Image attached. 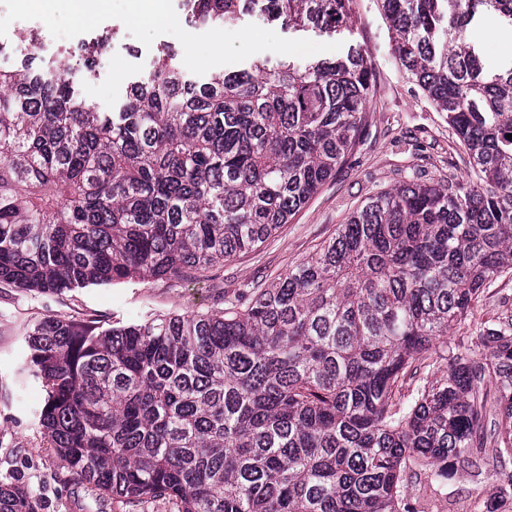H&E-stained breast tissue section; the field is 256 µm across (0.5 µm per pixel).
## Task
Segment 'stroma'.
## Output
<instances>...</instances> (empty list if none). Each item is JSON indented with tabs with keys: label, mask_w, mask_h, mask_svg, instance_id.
I'll list each match as a JSON object with an SVG mask.
<instances>
[{
	"label": "stroma",
	"mask_w": 512,
	"mask_h": 512,
	"mask_svg": "<svg viewBox=\"0 0 512 512\" xmlns=\"http://www.w3.org/2000/svg\"><path fill=\"white\" fill-rule=\"evenodd\" d=\"M130 0H111L106 20L77 26L70 20L68 0H51L44 12L24 7L22 0H0V40H13L18 28L37 29L43 44L62 50L61 37L73 42L110 36L98 75L84 85L85 96L107 107L122 99L132 74L150 62L159 45L176 53L180 68L204 79L215 71L248 67L257 57L277 64L286 57L299 62L335 58L349 46L367 55L377 79V93L368 108L367 135L335 179L326 183L279 233L257 249L202 273L198 280L152 281L91 286L62 295L26 292L0 283V483L25 484L37 489L42 512H112L110 498L96 497L84 485H62L55 478L62 462L42 438L38 412L44 400L40 387L20 372L29 350V324L54 317L101 320L103 326L158 314L216 313L225 296L249 290L254 283H270L314 254L346 216L366 199L402 181L437 183L455 176L469 177L465 151L441 112L401 67L389 22L377 0H355L351 29L325 32L311 27L296 30L254 16L218 30L186 20L184 0H165L173 23L144 28L127 20ZM466 37L476 44L489 70L512 64V33L497 15L488 13L469 26ZM512 318V275L488 284L470 318L448 330L442 342L454 345L483 322ZM425 491L436 512H482L498 493L495 479L472 477L469 468L438 482L430 470L420 469L406 494Z\"/></svg>",
	"instance_id": "stroma-1"
}]
</instances>
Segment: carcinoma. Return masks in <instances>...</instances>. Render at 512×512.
I'll return each mask as SVG.
<instances>
[{
    "label": "carcinoma",
    "instance_id": "carcinoma-1",
    "mask_svg": "<svg viewBox=\"0 0 512 512\" xmlns=\"http://www.w3.org/2000/svg\"><path fill=\"white\" fill-rule=\"evenodd\" d=\"M354 2L186 6L219 28L256 15L337 32ZM380 2L475 179L367 199L313 256L219 313L33 323L27 371L63 483L119 512H418L404 495L414 468L448 479L460 463L477 477L512 464V320L437 346L512 273V66L487 69L466 39L486 13L512 26V0ZM20 44L35 33L0 43L15 58L0 65V282L46 295L192 280L258 247L348 163L376 90L357 48L199 81L162 45L102 109ZM108 44L81 42L76 71L95 75ZM511 499L512 473L484 512ZM0 512H42L40 494L0 485Z\"/></svg>",
    "mask_w": 512,
    "mask_h": 512
}]
</instances>
